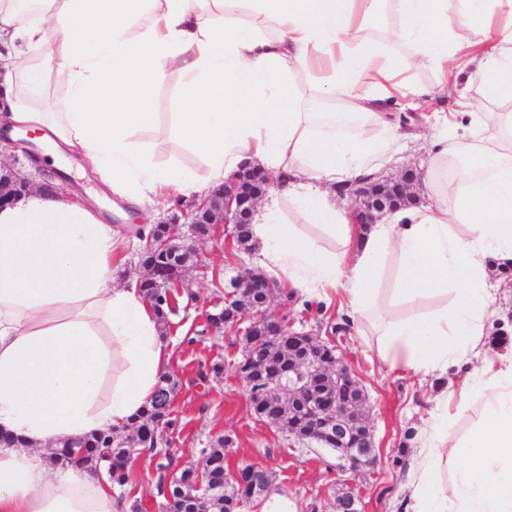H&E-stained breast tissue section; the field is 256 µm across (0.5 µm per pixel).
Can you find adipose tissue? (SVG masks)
<instances>
[{
  "label": "adipose tissue",
  "instance_id": "ef3b65f1",
  "mask_svg": "<svg viewBox=\"0 0 512 512\" xmlns=\"http://www.w3.org/2000/svg\"><path fill=\"white\" fill-rule=\"evenodd\" d=\"M373 19L391 20L390 44L364 37ZM395 44L443 72L469 64L457 111L433 115L435 206L357 226L329 189L375 174L402 136L373 108L409 66ZM172 76L184 89L173 130L205 154L202 176L131 146ZM336 99L359 122L322 121ZM0 119L54 135L132 199L206 196L246 162L284 174L253 216L249 262L310 297L342 288L352 318L376 315L389 370L442 385L408 462L411 512H512V351L486 341L491 267L512 266V0H0ZM127 247L57 189L0 206V435L23 442L0 445V512L126 508L97 473L43 450L131 423L169 371L152 304L114 283ZM477 399L480 422L452 436Z\"/></svg>",
  "mask_w": 512,
  "mask_h": 512
}]
</instances>
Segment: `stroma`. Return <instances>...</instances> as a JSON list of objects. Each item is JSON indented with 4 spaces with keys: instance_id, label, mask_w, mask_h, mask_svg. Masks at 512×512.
I'll list each match as a JSON object with an SVG mask.
<instances>
[{
    "instance_id": "stroma-1",
    "label": "stroma",
    "mask_w": 512,
    "mask_h": 512,
    "mask_svg": "<svg viewBox=\"0 0 512 512\" xmlns=\"http://www.w3.org/2000/svg\"><path fill=\"white\" fill-rule=\"evenodd\" d=\"M182 94L180 83L173 78L155 88L153 110L159 115L158 124L135 135L133 144L153 165L199 172L206 167L205 156L178 143L171 127ZM397 107L402 112L413 111L419 122L414 137L393 144L391 161L380 169L382 178L392 180L406 168L421 171L428 166L423 138L432 132L431 115L437 108L454 111L456 97L401 99ZM54 168L62 174L58 181L62 190L96 199L103 220L112 225L156 224L193 205L188 198L175 207L163 196L131 202L113 192L88 161L74 152L56 160ZM243 258V251H231L223 228H216L198 245L179 310L169 317L163 331L173 347L169 372L178 381L173 403L177 424L165 433L173 467L203 469L206 450L226 436L232 441L227 456L230 466L244 462L268 466L275 487L292 502L294 512H339L337 501L347 494L357 500L360 512H404L407 463L438 391L437 380L424 381L389 371L379 357L374 337L358 335L351 328L336 332V324L347 317L341 290L331 291L329 300L321 302L305 301L299 294L288 300L284 293L289 285L281 281L270 313L292 329L311 332L317 339L335 344L337 357L364 389L376 463L351 474L333 450L305 446L261 421L250 407L246 384L237 371L243 351L240 336L230 329L212 330L204 318L206 311L223 305L225 274ZM160 461L154 452L138 457L131 465L130 482L119 489L138 512H166V500L156 491Z\"/></svg>"
}]
</instances>
